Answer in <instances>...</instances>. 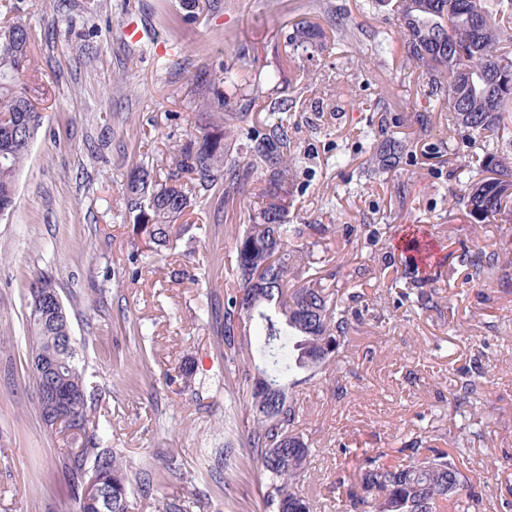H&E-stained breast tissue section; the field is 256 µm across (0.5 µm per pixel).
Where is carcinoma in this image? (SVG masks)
<instances>
[{"instance_id": "obj_1", "label": "carcinoma", "mask_w": 512, "mask_h": 512, "mask_svg": "<svg viewBox=\"0 0 512 512\" xmlns=\"http://www.w3.org/2000/svg\"><path fill=\"white\" fill-rule=\"evenodd\" d=\"M390 9L404 36L406 58L419 73L428 103L448 109L452 124L466 129L471 145L483 159L487 176L470 180L450 199L462 207L470 224H491L512 209V0H364L362 12ZM28 24L15 17L0 25V215L15 202L16 182L31 142L42 124L36 94L24 82L30 65ZM324 30L302 18L288 34V46L321 50ZM384 36L362 42L361 65L368 69L392 51ZM274 81L272 75L240 74L219 61L201 80L197 117L204 125L174 156L166 176L146 161L127 175L126 217L132 232L158 251L170 245L174 227L188 208L213 191L224 192V203L244 195L249 172L262 170L266 186L250 223L235 236L234 285L225 289L224 385L246 388L247 447L263 475L268 512H313V505L295 490L307 470L310 448L297 430L298 408L292 390L327 370L352 329L349 309L338 304L336 292L346 283L336 274L310 272L311 252L296 245L306 231L320 240L338 228L325 224L288 223V196L297 177L298 149L288 127L275 120L292 108L285 95L270 101L264 131L242 139L240 123L254 89ZM398 123L382 112L366 128L371 155L358 171L363 186L380 172L397 168L408 142L391 134ZM458 262L465 283L486 278L512 282V257L478 245L463 251ZM428 277L412 257L390 287L403 283L400 295L421 310L438 307L437 294L426 288ZM25 319L31 352L54 348L63 383L74 395L72 411L57 418L42 414L48 428L56 425L85 436V443L65 458L64 472L78 491L94 481L100 486L103 512H129L131 492L120 456L100 449L101 439L87 435L93 423V398L78 368L75 341L63 342V322L40 321L33 294H27ZM263 336V361L248 352L250 327ZM469 477L459 456L431 445L417 435L390 453L365 456L352 478L345 469L336 487L346 490V512H480L479 502L466 494Z\"/></svg>"}]
</instances>
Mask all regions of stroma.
Returning a JSON list of instances; mask_svg holds the SVG:
<instances>
[{
  "label": "stroma",
  "instance_id": "obj_1",
  "mask_svg": "<svg viewBox=\"0 0 512 512\" xmlns=\"http://www.w3.org/2000/svg\"><path fill=\"white\" fill-rule=\"evenodd\" d=\"M31 30L26 81L43 99V124L19 175L16 204L0 217V512H77L62 473L66 438L39 416L25 367L27 287L53 276L80 347L79 367L94 396L99 436L121 454L130 479L155 478L151 499L130 512H158L177 498L188 512H267L258 463L244 433L229 434L241 393L225 391L220 351L224 288L236 265L234 234L249 221L250 197L222 195L192 207L170 248L136 257L121 186L142 156L168 169L197 132L195 74L224 60L242 72H272L297 102L284 118L300 154L290 198L293 224H336L329 244L310 245L321 271L368 275L346 345L326 377L294 388L299 428L310 445L301 493L323 512H340L333 483L342 448L393 451L427 429L460 450L469 492L482 512H512V287L463 284L448 267L464 248L512 246V217L474 227L448 200L461 161L480 162L448 114L429 106L396 41V19L364 14L360 0H200L186 17L181 0H18ZM312 16L324 31L362 24L367 36L394 37L373 70L357 64V44L285 53L293 23ZM140 18L148 40L121 36ZM177 46L179 67L163 69L149 40ZM315 83L294 86L304 68ZM399 115L413 147L398 170L367 188L355 179L368 156L360 134L379 111ZM429 116V127L420 119ZM382 235L365 243L361 228ZM432 254L429 286L439 307L423 311L388 285L404 263L402 238ZM480 375L477 395L460 403V381ZM233 436L238 452L219 449Z\"/></svg>",
  "mask_w": 512,
  "mask_h": 512
}]
</instances>
